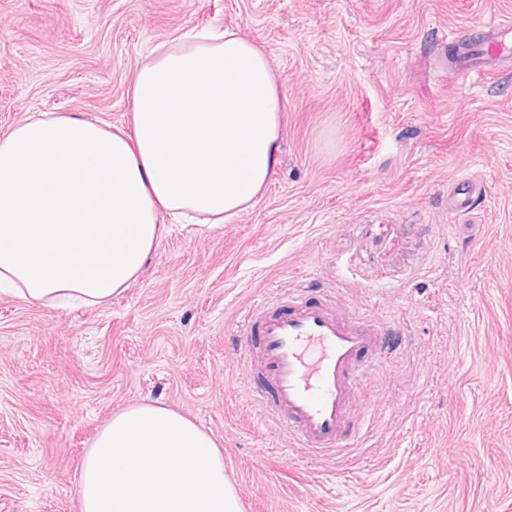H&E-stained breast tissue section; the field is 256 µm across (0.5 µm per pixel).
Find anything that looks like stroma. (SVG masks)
Returning <instances> with one entry per match:
<instances>
[{"label":"stroma","mask_w":512,"mask_h":512,"mask_svg":"<svg viewBox=\"0 0 512 512\" xmlns=\"http://www.w3.org/2000/svg\"><path fill=\"white\" fill-rule=\"evenodd\" d=\"M490 18L512 0H0V134L35 112L122 124L150 50L205 29L262 48L285 105L253 207L171 225L111 304L0 295V512H79L98 430L155 400L214 433L244 512H512V66L472 83L448 59ZM457 177L474 202L453 213ZM308 285L404 334L332 456L251 402L238 335Z\"/></svg>","instance_id":"35a3bbf8"}]
</instances>
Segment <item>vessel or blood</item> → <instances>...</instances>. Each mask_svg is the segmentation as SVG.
I'll return each instance as SVG.
<instances>
[{
	"mask_svg": "<svg viewBox=\"0 0 512 512\" xmlns=\"http://www.w3.org/2000/svg\"><path fill=\"white\" fill-rule=\"evenodd\" d=\"M512 62V22L491 19L469 36L456 68L475 80ZM328 289L284 291L257 304L240 335L253 379L252 400L297 446L337 451L360 434L351 400L364 384L360 363L385 358L395 341L387 323L347 321Z\"/></svg>",
	"mask_w": 512,
	"mask_h": 512,
	"instance_id": "obj_1",
	"label": "vessel or blood"
}]
</instances>
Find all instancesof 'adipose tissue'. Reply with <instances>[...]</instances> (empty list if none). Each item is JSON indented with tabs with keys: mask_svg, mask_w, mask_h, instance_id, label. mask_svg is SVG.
<instances>
[{
	"mask_svg": "<svg viewBox=\"0 0 512 512\" xmlns=\"http://www.w3.org/2000/svg\"><path fill=\"white\" fill-rule=\"evenodd\" d=\"M125 124L32 114L0 134V294L110 303L166 229L249 210L279 161L282 96L265 53L225 30L155 48ZM79 512H242L213 434L160 403L113 413L80 462Z\"/></svg>",
	"mask_w": 512,
	"mask_h": 512,
	"instance_id": "ef3b65f1",
	"label": "adipose tissue"
}]
</instances>
